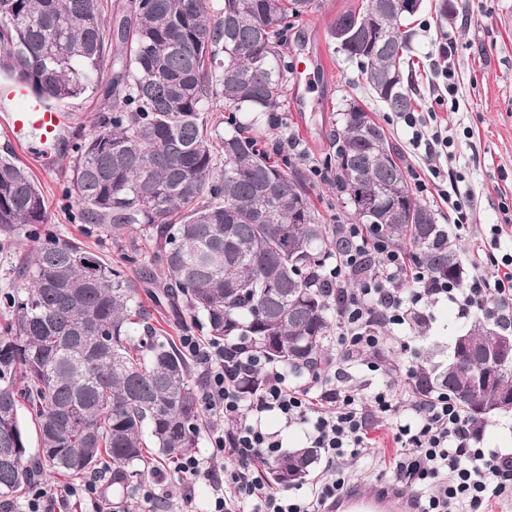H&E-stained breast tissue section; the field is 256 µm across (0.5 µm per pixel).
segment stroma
Segmentation results:
<instances>
[{
    "label": "stroma",
    "mask_w": 512,
    "mask_h": 512,
    "mask_svg": "<svg viewBox=\"0 0 512 512\" xmlns=\"http://www.w3.org/2000/svg\"><path fill=\"white\" fill-rule=\"evenodd\" d=\"M361 0H318V6L288 29L285 50L289 60L302 61L312 50L325 54L328 69L324 82L310 95L307 111L285 108L278 113L277 125L261 124L257 131L260 145L274 148L278 139L289 137L305 155L306 166L318 167L311 176L312 198L327 224H342L343 215L329 186L336 154L337 114L348 102H356L374 112L383 123L390 139L398 146L404 166L427 169L435 160L410 153L401 125L386 121L388 109L370 90L356 62L336 52L327 38L332 20L337 14L358 8ZM435 0H423L422 10L413 17L409 28L413 33L412 49L405 63L407 88L412 94L413 109L433 112L438 118L449 119L455 129H470V139L459 143L460 165L469 171L475 192L474 222L477 226L498 224L503 207L512 208V0H453L455 13L446 24H439L434 12ZM429 23L430 32H422L421 23ZM446 28L455 41V64L458 75L459 109L448 114L445 106L427 95L429 58L436 51L431 31ZM8 116L0 111V154L13 152L32 172L42 189L50 216V230L59 236L76 238L118 264L121 251L103 230L88 231L75 222L69 202L63 193L69 176L66 163L68 151H60L49 168L26 154L8 136L5 125ZM421 322L411 331L389 333L377 350L359 356L353 369V383L363 395L373 393L381 381L383 368L420 363L444 365L451 358L456 336L473 323V316L459 314L456 306L441 302L423 311ZM376 441L370 449V459L353 473L352 479L361 495L374 497L385 490L389 475L381 466L395 452L394 444L384 431L372 434Z\"/></svg>",
    "instance_id": "obj_1"
}]
</instances>
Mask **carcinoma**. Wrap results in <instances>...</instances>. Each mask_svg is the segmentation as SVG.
Instances as JSON below:
<instances>
[{
    "instance_id": "1",
    "label": "carcinoma",
    "mask_w": 512,
    "mask_h": 512,
    "mask_svg": "<svg viewBox=\"0 0 512 512\" xmlns=\"http://www.w3.org/2000/svg\"><path fill=\"white\" fill-rule=\"evenodd\" d=\"M423 0H364L333 20L329 38L357 60L392 112H407L402 65L407 21ZM314 0H0V73L48 106L91 91L101 106L90 136L68 142L65 196L75 220L104 228L142 269L129 276L80 241L40 233L44 195L13 154H0V236L34 238L6 297L0 325V498L9 501L44 472L91 477L118 494L116 512H142L136 488L154 462L199 444L204 382L171 339L156 335L140 293L183 310V330L205 326L213 341L250 349L296 375L326 364L333 306L321 273L330 229L310 198L300 160L270 161L255 139L208 112H279L294 70L282 52L290 19ZM336 199L349 220L370 224L408 249L434 276L459 281L448 231L420 203L400 150L361 105L337 120ZM136 230L153 243L142 258ZM163 271L157 281L151 269ZM136 325L143 335L132 336ZM512 328L478 320L442 369L421 365L414 393L446 391L481 426L512 397V365L484 352ZM251 371L242 396L259 389ZM27 408L40 448L28 452ZM317 448L273 461L283 487L307 480Z\"/></svg>"
}]
</instances>
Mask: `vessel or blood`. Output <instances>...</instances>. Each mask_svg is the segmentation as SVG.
I'll return each mask as SVG.
<instances>
[{"mask_svg":"<svg viewBox=\"0 0 512 512\" xmlns=\"http://www.w3.org/2000/svg\"><path fill=\"white\" fill-rule=\"evenodd\" d=\"M12 105L6 131L13 141L43 163H51L64 140L69 118L46 108L21 84L0 85V103Z\"/></svg>","mask_w":512,"mask_h":512,"instance_id":"b4317fda","label":"vessel or blood"}]
</instances>
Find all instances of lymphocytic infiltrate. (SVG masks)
I'll return each instance as SVG.
<instances>
[{"mask_svg": "<svg viewBox=\"0 0 512 512\" xmlns=\"http://www.w3.org/2000/svg\"><path fill=\"white\" fill-rule=\"evenodd\" d=\"M438 60L431 69L429 92L436 102L458 93L454 43L441 34ZM408 143L425 155L444 156L447 165L431 167L432 178L448 180L439 190L448 207L449 237L460 243L470 260L467 280H437L410 256L393 248L365 224L337 225L343 246L324 277L344 301L337 310L338 354L324 372L294 382L287 369L263 363L254 352L231 354L222 343L183 339L186 351L206 375L202 401L208 410L224 415L231 429L213 431V454L223 455L226 466L216 473L208 458L189 454L180 471L187 483H208L209 512H314L336 503L348 491L349 478L366 456L370 430L390 433L396 451L389 461L394 482L414 487L422 500L420 512H490L492 504L512 499V456L482 448L481 430L448 395L426 400L405 399L401 391L413 370H389L382 388L365 398L353 385L347 368L355 354L380 343L378 325L407 327L422 309L446 301L464 314H502L512 319V251L501 243L512 240V224L491 225L476 233L472 224L474 198L462 190L466 181L457 167V141L450 126L431 123L419 112L397 115ZM494 266L495 276L484 273ZM234 356L240 370L261 368L263 383L249 398H242L236 380L225 368ZM273 413L285 425L303 426L311 446L322 449L327 467L309 495L291 498L275 491L256 473V465L273 458L280 442L261 425L263 414ZM84 497L87 512H112L95 487L44 485L36 487L25 512H62L68 502Z\"/></svg>", "mask_w": 512, "mask_h": 512, "instance_id": "obj_1", "label": "lymphocytic infiltrate"}]
</instances>
